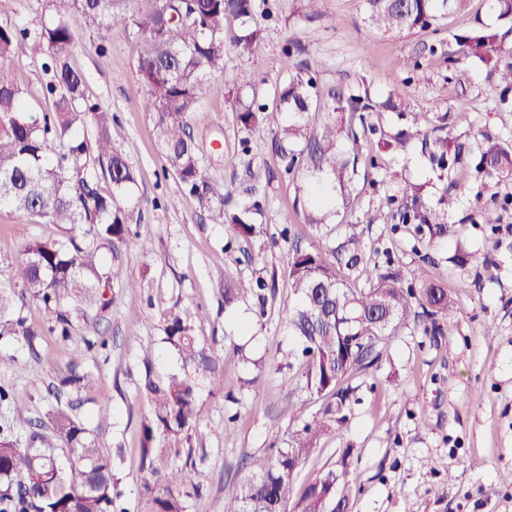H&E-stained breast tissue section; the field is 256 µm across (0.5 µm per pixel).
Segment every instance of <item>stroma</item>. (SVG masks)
Instances as JSON below:
<instances>
[{"label": "stroma", "mask_w": 512, "mask_h": 512, "mask_svg": "<svg viewBox=\"0 0 512 512\" xmlns=\"http://www.w3.org/2000/svg\"><path fill=\"white\" fill-rule=\"evenodd\" d=\"M270 4L273 17L260 19L264 37L254 52L241 57L226 51L225 89L236 92L249 83L273 96L302 61L285 50L293 39L321 60L320 90H398L404 113H369L368 123L377 128L369 145L391 138L417 113L425 132L441 126L465 143L460 162L444 173L431 170L422 163L418 140L380 153L378 167L359 161L350 207L319 228L295 209L307 176L285 173L271 136H253L237 125L231 99L209 98L192 115L190 130L212 177L233 193L222 209L203 207L165 169L152 117L143 110L145 88L128 31L116 26L102 37L78 27L69 53L86 76L88 95L122 126L123 149L137 175L122 202L136 241L100 249L102 265L112 272L113 302L99 315L78 319L72 342L48 332L52 316L34 303L24 314L45 328L35 351L0 337V386L14 397L0 403V427L26 436V423L14 417L17 402L28 407L29 420L44 419L54 401L48 391L54 374L66 371L73 346L91 340L80 361L90 377L81 411L88 418L98 408L111 410L99 442L123 448L118 476L124 503L128 512H140L139 446L147 413L138 393L142 347L153 344L157 375L180 372L178 355L162 341L163 329L171 313L191 310L197 336L223 358L225 375L243 378L246 385L230 400L202 386L191 449L174 454L172 464L186 468L191 482L202 486L200 494L188 497L187 512H224V496L244 477L247 457L282 444L295 428L280 400L283 376L276 370L292 341L288 314L298 304L289 280L292 250H322L354 236L369 264L391 261L409 270L422 262L428 276L447 287L455 307L447 325L453 346L433 342L414 323L401 327L389 360L349 377L356 396L349 420L321 437L297 485L344 463L356 490L351 512H512V210L497 225L479 218L481 210L500 208L512 195V179L487 186L476 170L477 144L484 137L512 144V108L500 106V91L486 81L478 59L453 67L447 61L456 34L496 25V16L486 0H469L437 26L389 34L365 21L362 0ZM399 58H415L420 65L400 72L394 68ZM13 61L29 112L47 111L37 93L44 78L39 63L21 45ZM228 155L236 156L235 165L225 164ZM403 181L423 185L428 204L452 198L448 238L426 240L412 224L368 223L369 213L386 205ZM254 200L263 210L260 231L237 235L222 215ZM60 233L58 225L0 209V259L16 257L30 239ZM487 262L494 266L489 274L483 269ZM132 275L141 286L130 291L123 283ZM255 276L267 280L274 297L263 306L249 296L225 306L220 284ZM490 325L496 329L492 337L485 334ZM239 346L258 367L242 364ZM472 459L477 467H469Z\"/></svg>", "instance_id": "1"}]
</instances>
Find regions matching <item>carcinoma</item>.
Masks as SVG:
<instances>
[{
	"instance_id": "cac0c4a2",
	"label": "carcinoma",
	"mask_w": 512,
	"mask_h": 512,
	"mask_svg": "<svg viewBox=\"0 0 512 512\" xmlns=\"http://www.w3.org/2000/svg\"><path fill=\"white\" fill-rule=\"evenodd\" d=\"M468 0H406L397 8L389 0H363L366 20L384 32L424 29L448 14L463 10ZM502 21L499 28L482 26L455 37L456 64L478 56L486 79L494 87L512 88V0H488ZM50 21L0 20V207L40 224H61L58 238H33L20 255L0 265V336H13L35 350L42 336L23 310L37 302L54 314L49 331L64 340L73 328L69 305L83 317L112 303V279L102 271L101 247L130 242L127 214L120 200L136 182L134 170L121 149L122 128L108 108L85 93V77L71 63L69 47L75 40L71 20L104 33L115 26L127 29L136 41V67L145 88V111L154 121L160 152L186 189L203 205L223 204L230 195L226 184L212 179L205 157L189 131L188 119L204 98L223 97L224 84L211 75L224 71L225 22L238 23L231 46L239 55L252 53L263 29L254 22L255 0H47ZM18 43L28 45L40 59L47 80L37 93L51 109L35 117L27 111L24 91L14 67L6 60ZM320 62H304L302 70L274 91L271 102L234 98L237 124L252 134H263L262 112H284L271 131L285 173L305 172L345 186L357 174L361 141L374 132L364 113L397 111L400 97L391 92L376 100L330 89L319 92L314 74ZM322 114L313 124L312 114ZM423 134L419 119L400 130L394 140L405 146ZM448 138L439 137L429 151L430 165L445 168ZM483 171L490 179L512 177V149L491 138L481 144ZM108 180L105 194L100 183ZM325 186L312 187L306 223H328L330 200ZM423 186L406 182L400 188L407 202L404 224L415 222L429 233L446 237L451 199L439 206L421 202ZM260 205L248 202L225 216L244 237L257 233ZM364 263L356 237L324 251L293 252L290 278L298 306L288 316L294 345L283 352L285 366L300 363L298 381L311 395H329L319 415L305 416L296 388L286 382L281 398L299 422L284 447L252 456L248 475L224 498V512H348L354 489L346 479L347 461L330 469L301 489L295 478L299 467L317 447L320 437L348 421L354 389L340 386L356 370L378 366L388 354L399 327L409 320L423 332L444 337L453 302L448 289L429 280L423 266L409 271L378 266L367 270L370 285L353 288L343 269ZM274 289L261 277L224 284V304L255 296L266 302ZM165 342L178 352L183 372L159 377L153 370V347L143 349L144 373L138 391L149 413L141 423L140 466L145 474L142 512H185L186 476L171 465L172 450L189 442L196 423L199 381L211 389L232 393L236 382L224 376L220 357L210 353L196 335L187 311L171 316L164 328ZM82 354L75 347L68 371L56 378V395L80 393L89 385L78 369ZM111 419L99 409L84 419L68 404L50 407L46 422L28 434L25 447L12 431L0 430V512H126L115 477L116 457L98 442L99 430ZM66 445L75 458L70 474L60 468L56 451Z\"/></svg>"
}]
</instances>
